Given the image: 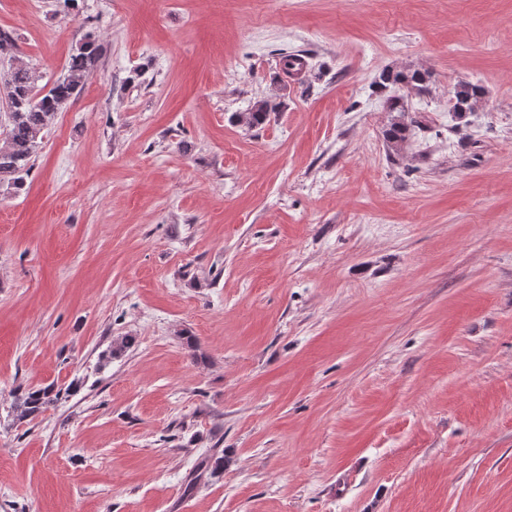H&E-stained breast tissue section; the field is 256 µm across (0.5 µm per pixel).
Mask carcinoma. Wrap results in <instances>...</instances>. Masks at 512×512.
Instances as JSON below:
<instances>
[{
  "instance_id": "1",
  "label": "carcinoma",
  "mask_w": 512,
  "mask_h": 512,
  "mask_svg": "<svg viewBox=\"0 0 512 512\" xmlns=\"http://www.w3.org/2000/svg\"><path fill=\"white\" fill-rule=\"evenodd\" d=\"M101 46L92 34L75 49L70 56L64 73L49 89L38 86L39 76L32 68L20 64L11 70L9 84L11 104L4 113L6 144L0 148V183L19 189L29 176L32 158L44 139L48 120L61 112L82 92L85 78L98 64ZM425 82L421 72L384 71L379 76V85H405L419 88ZM452 111L463 116L475 111L484 95V88L476 83L462 82L452 92ZM272 107L265 101L257 102L239 119L249 126L264 123ZM408 127L402 122L393 123L386 131L389 146L398 150L406 141ZM62 389L55 385L33 387L17 396V409L20 416L33 417L44 412L62 398Z\"/></svg>"
}]
</instances>
